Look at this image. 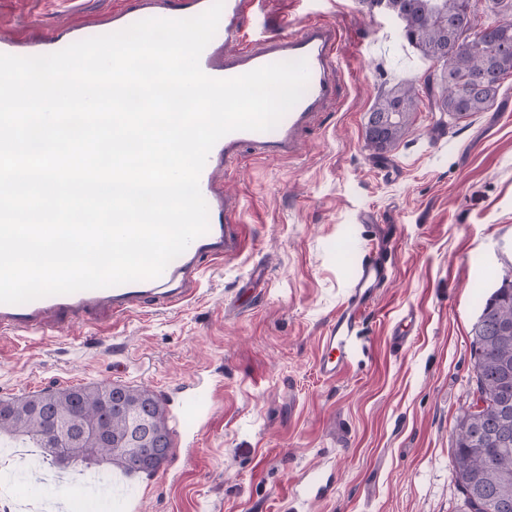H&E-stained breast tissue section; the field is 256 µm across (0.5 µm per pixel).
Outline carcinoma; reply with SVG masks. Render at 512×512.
<instances>
[{"label": "carcinoma", "mask_w": 512, "mask_h": 512, "mask_svg": "<svg viewBox=\"0 0 512 512\" xmlns=\"http://www.w3.org/2000/svg\"><path fill=\"white\" fill-rule=\"evenodd\" d=\"M502 19L490 30L469 26L471 33L456 43L453 21L470 14L473 0H386V11L402 24L403 37L428 61L442 63L439 75L428 74L424 88L431 108L460 120L486 111L498 96L504 76L512 73V0H495ZM422 99L411 83H400L374 102L366 127L369 150H393L409 133ZM473 370L477 389L492 404L482 413L461 412L453 448V472L464 495V512H512V269L485 301L472 328ZM112 436L135 445L144 420L149 442L158 453L134 467L123 453L101 448L97 455L74 451L68 463L90 468L106 463L128 474L154 475L173 455L172 431L165 404L154 392L125 384L109 385ZM101 385L48 388L3 400L10 415L0 419V437L8 435L34 448H45L42 436L51 414L75 413L80 426L103 425Z\"/></svg>", "instance_id": "1"}]
</instances>
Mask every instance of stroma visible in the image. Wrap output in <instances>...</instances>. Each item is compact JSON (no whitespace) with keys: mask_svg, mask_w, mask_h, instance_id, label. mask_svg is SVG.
Wrapping results in <instances>:
<instances>
[{"mask_svg":"<svg viewBox=\"0 0 512 512\" xmlns=\"http://www.w3.org/2000/svg\"><path fill=\"white\" fill-rule=\"evenodd\" d=\"M120 0H0V20L36 41L60 19L90 26ZM261 19L295 34L311 20L342 34L339 108L301 134L292 158H244L224 176L241 203L238 257L214 262L196 296L66 338L0 337V399L47 387L144 386L174 396L216 384L197 435L153 476L123 477L139 512H294L303 470L335 483L305 512H463L451 456L456 417L476 396L471 330L512 267V74L490 110L454 120L421 111L375 156V97L422 85L430 66L389 13L361 0H262ZM375 221L362 224L360 212ZM392 227L389 281L366 309L363 346L333 381L320 340L376 227ZM411 317L413 336L394 329Z\"/></svg>","mask_w":512,"mask_h":512,"instance_id":"stroma-1","label":"stroma"}]
</instances>
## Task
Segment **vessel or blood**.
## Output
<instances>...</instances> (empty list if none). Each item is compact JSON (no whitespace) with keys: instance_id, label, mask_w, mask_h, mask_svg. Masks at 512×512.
Wrapping results in <instances>:
<instances>
[{"instance_id":"obj_1","label":"vessel or blood","mask_w":512,"mask_h":512,"mask_svg":"<svg viewBox=\"0 0 512 512\" xmlns=\"http://www.w3.org/2000/svg\"><path fill=\"white\" fill-rule=\"evenodd\" d=\"M211 3L212 0H136L135 6L114 12L111 19L96 24L93 33H113L146 18H190L207 10ZM257 3L258 0H224L216 34L200 57L202 70L210 77L227 79L268 64L303 59L308 65L309 81L302 98L274 129L235 131L211 149L200 175V190L208 206V231L194 239L157 278L116 285L102 294L85 290L39 298L18 307L0 304L1 335L51 336L64 332L70 323L99 307L107 308L118 320L148 303L165 309L180 306L197 293L205 270L204 259L217 261L240 254L238 206L225 196L218 171L230 168L247 155L295 156L300 132L336 102L340 74L341 32L336 25L312 21L294 35L275 36L263 31L251 34L245 21ZM391 241L390 226H381L358 265L346 301L321 339L317 369L325 380H336L349 369L363 313L391 276L386 259ZM326 491L323 476L305 474L290 486L289 495L308 503L324 498Z\"/></svg>"}]
</instances>
